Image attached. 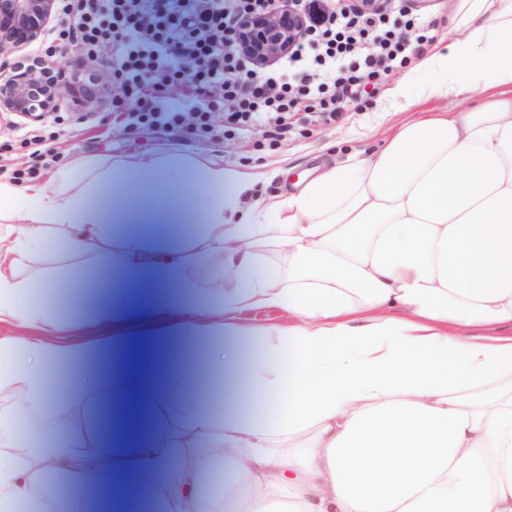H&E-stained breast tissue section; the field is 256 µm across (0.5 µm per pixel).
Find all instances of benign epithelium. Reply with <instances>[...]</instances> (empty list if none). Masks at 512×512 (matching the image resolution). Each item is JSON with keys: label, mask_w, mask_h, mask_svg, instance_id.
Masks as SVG:
<instances>
[{"label": "benign epithelium", "mask_w": 512, "mask_h": 512, "mask_svg": "<svg viewBox=\"0 0 512 512\" xmlns=\"http://www.w3.org/2000/svg\"><path fill=\"white\" fill-rule=\"evenodd\" d=\"M54 0H0V56L35 41L53 12ZM305 19L292 11H273L238 29L236 40L259 63H266L295 41ZM56 71L60 81L44 84L47 71ZM66 93L82 107L89 102L83 85L66 78V69L39 62L0 64V112H13L38 120L52 111Z\"/></svg>", "instance_id": "7a95c632"}]
</instances>
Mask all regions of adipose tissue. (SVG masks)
Masks as SVG:
<instances>
[{"instance_id": "obj_1", "label": "adipose tissue", "mask_w": 512, "mask_h": 512, "mask_svg": "<svg viewBox=\"0 0 512 512\" xmlns=\"http://www.w3.org/2000/svg\"><path fill=\"white\" fill-rule=\"evenodd\" d=\"M461 11L460 36L423 62V94L405 78L380 105L385 145L288 194L254 196L255 176L221 164L174 184L145 155L84 161L77 183L0 182V324L33 331L0 336V512H49L42 487L59 475L93 512L116 490L166 512H512V0ZM421 96L481 102L414 111ZM133 221L189 225L199 246L126 240ZM100 258L119 278L80 337L45 338L61 310L19 298ZM202 269L187 407L155 379L182 369L177 336L156 333L179 303H130ZM255 307L294 323L241 327ZM219 380L249 383L264 410L221 407ZM107 399L123 427L108 446ZM146 400L166 412L154 433ZM19 406L64 416L63 447L19 451Z\"/></svg>"}]
</instances>
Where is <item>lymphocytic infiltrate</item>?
I'll return each mask as SVG.
<instances>
[{"mask_svg": "<svg viewBox=\"0 0 512 512\" xmlns=\"http://www.w3.org/2000/svg\"><path fill=\"white\" fill-rule=\"evenodd\" d=\"M308 16L283 56L256 68L235 40L245 21L275 9ZM39 41L48 59L67 45L88 56L111 48L112 107L127 126L205 142L254 134L279 142L298 106L328 123L346 101L405 68L435 40V26L403 0H55ZM187 91L173 100L171 90Z\"/></svg>", "mask_w": 512, "mask_h": 512, "instance_id": "obj_1", "label": "lymphocytic infiltrate"}]
</instances>
